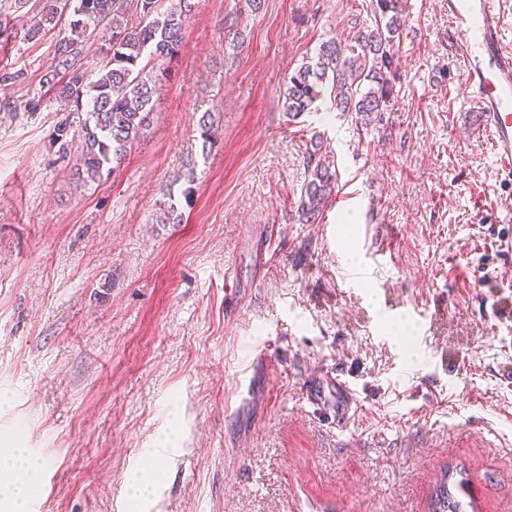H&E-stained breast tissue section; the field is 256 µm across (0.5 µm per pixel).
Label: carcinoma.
Wrapping results in <instances>:
<instances>
[{"mask_svg":"<svg viewBox=\"0 0 512 512\" xmlns=\"http://www.w3.org/2000/svg\"><path fill=\"white\" fill-rule=\"evenodd\" d=\"M36 17L23 39L40 40L72 9L69 34L55 46L50 65L42 71L41 87L69 113L53 136L61 157L67 156L73 115L81 116V150L72 167L79 187L101 181L121 164L134 142L150 126L152 101L166 76L167 62L180 51L185 23L196 0H38ZM139 20L129 19V13ZM367 18L353 34L321 44L317 61L288 77L284 106L292 116L312 109L323 89L331 88L335 107L368 126L393 110L394 48L400 41L401 0H368ZM100 30L109 32L100 47L103 59L91 75L81 63L84 41ZM147 64H142V60ZM25 73L0 67V85L25 82ZM305 182L299 204L302 221L316 220L336 192V174L319 149L307 151ZM429 512H464L450 490L435 494Z\"/></svg>","mask_w":512,"mask_h":512,"instance_id":"cac0c4a2","label":"carcinoma"}]
</instances>
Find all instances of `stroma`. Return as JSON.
Wrapping results in <instances>:
<instances>
[{"label": "stroma", "instance_id": "stroma-1", "mask_svg": "<svg viewBox=\"0 0 512 512\" xmlns=\"http://www.w3.org/2000/svg\"><path fill=\"white\" fill-rule=\"evenodd\" d=\"M363 2L198 0L149 128L84 188L58 103L0 111V449L42 463L27 512H136L135 474L145 512H428L447 469L512 512V176L456 92L448 0H403L382 124L283 107ZM0 25L27 77L0 101L36 96L66 25ZM316 135L338 181L305 224Z\"/></svg>", "mask_w": 512, "mask_h": 512}]
</instances>
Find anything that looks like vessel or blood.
Segmentation results:
<instances>
[{
	"mask_svg": "<svg viewBox=\"0 0 512 512\" xmlns=\"http://www.w3.org/2000/svg\"><path fill=\"white\" fill-rule=\"evenodd\" d=\"M512 0H451L453 34L464 47L458 92L484 112L499 171L512 173V48L500 32Z\"/></svg>",
	"mask_w": 512,
	"mask_h": 512,
	"instance_id": "1",
	"label": "vessel or blood"
}]
</instances>
